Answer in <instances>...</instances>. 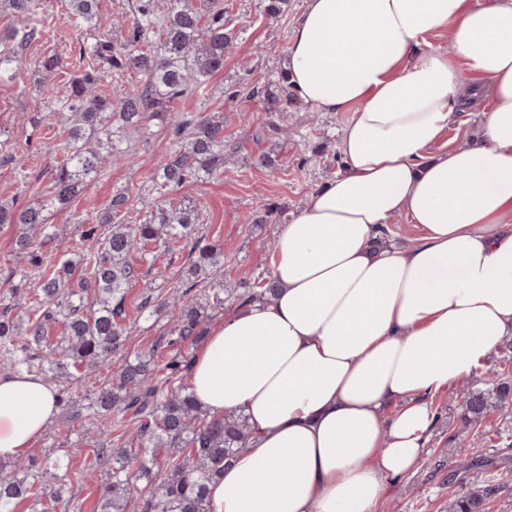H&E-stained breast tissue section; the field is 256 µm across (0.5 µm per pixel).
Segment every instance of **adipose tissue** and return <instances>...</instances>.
<instances>
[{"label": "adipose tissue", "mask_w": 512, "mask_h": 512, "mask_svg": "<svg viewBox=\"0 0 512 512\" xmlns=\"http://www.w3.org/2000/svg\"><path fill=\"white\" fill-rule=\"evenodd\" d=\"M284 68L302 103L350 113L345 170L284 225L275 293L196 350L197 402L244 411L252 433L207 498L210 512H376L422 458L430 396L512 336V0H306ZM479 97L478 140L431 154ZM397 215L420 232L405 249L381 233ZM56 394L0 373L1 459L32 447Z\"/></svg>", "instance_id": "1"}]
</instances>
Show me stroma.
Listing matches in <instances>:
<instances>
[{
	"mask_svg": "<svg viewBox=\"0 0 512 512\" xmlns=\"http://www.w3.org/2000/svg\"><path fill=\"white\" fill-rule=\"evenodd\" d=\"M67 2L50 0L43 39L23 50L22 68L15 79L0 81V188L9 187L21 206L46 193L51 149L68 135L65 115L39 91L43 85L62 86L83 66L79 48L89 32L67 22ZM224 4L226 30L232 37L224 67L211 78L207 95L190 96L181 103L184 110L223 119L224 173L185 183L174 192L176 199L198 211L200 233L224 250V287L230 298L224 306L208 309L204 323L208 329L238 312L239 295L271 270L266 245L276 240L280 226L272 220L258 223V216L269 208L297 215L309 193L343 172L339 134L350 119L346 112L310 111L293 97L288 102L286 130L272 131L262 93L281 90L282 60L304 0H288L278 15L267 13V0H224ZM48 55L61 61L51 74L40 66ZM151 128L148 139L131 134V158L101 169L67 207L52 215L55 233L44 241V253L57 255L81 243L88 218L104 210L114 194L129 196L135 219L157 201L152 177L159 159L169 151L170 140L160 121H152ZM18 150L27 157L21 173L1 161ZM154 252L156 274L139 279L129 300L136 303L149 295L157 307L149 316L130 311L128 340L120 357L130 361L150 357L161 365L180 352L176 345L160 346L159 338L169 325L167 297L173 286L186 282L191 258L185 249L171 254L158 246ZM116 372L112 366L82 382L68 376L60 379L56 384L63 397L59 413L27 453L31 459L59 456L68 461L69 512H99L108 474L93 464L83 416L94 393L112 384ZM431 402L434 420L423 459L415 472L388 478L378 512H448L449 499L462 495L472 484L449 480L450 462L474 448L493 463L490 471L476 473V482L490 480L496 487L488 512H512V449L504 448L500 440L501 434H512V410H490L480 426L466 430L456 388L433 396Z\"/></svg>",
	"mask_w": 512,
	"mask_h": 512,
	"instance_id": "1",
	"label": "stroma"
}]
</instances>
